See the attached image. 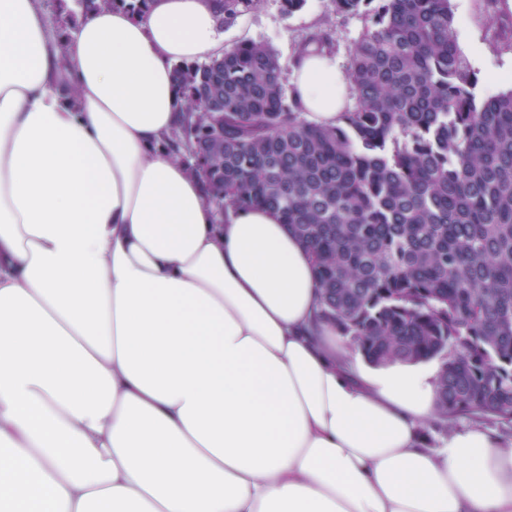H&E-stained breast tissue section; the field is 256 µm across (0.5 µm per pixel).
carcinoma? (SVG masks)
I'll return each mask as SVG.
<instances>
[{"mask_svg":"<svg viewBox=\"0 0 512 512\" xmlns=\"http://www.w3.org/2000/svg\"><path fill=\"white\" fill-rule=\"evenodd\" d=\"M331 8L367 21L340 124L304 123L276 54L247 41L175 65L174 155L218 211L266 208L306 244L322 319L351 350L374 366L438 359L442 417L511 426L512 90L477 94L451 0Z\"/></svg>","mask_w":512,"mask_h":512,"instance_id":"obj_1","label":"carcinoma"}]
</instances>
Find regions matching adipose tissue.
Returning a JSON list of instances; mask_svg holds the SVG:
<instances>
[{"label":"adipose tissue","mask_w":512,"mask_h":512,"mask_svg":"<svg viewBox=\"0 0 512 512\" xmlns=\"http://www.w3.org/2000/svg\"><path fill=\"white\" fill-rule=\"evenodd\" d=\"M215 0H0V512H512V439L430 443L436 371L346 359L307 246L174 158ZM305 123L349 78L302 57Z\"/></svg>","instance_id":"adipose-tissue-1"}]
</instances>
